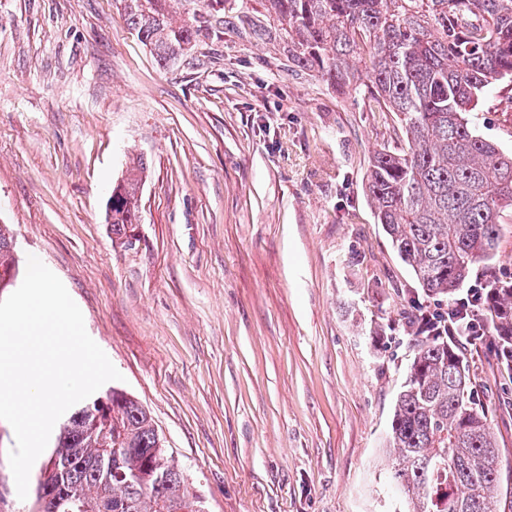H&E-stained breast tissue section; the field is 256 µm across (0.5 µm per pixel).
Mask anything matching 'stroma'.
<instances>
[{
	"label": "stroma",
	"instance_id": "1",
	"mask_svg": "<svg viewBox=\"0 0 512 512\" xmlns=\"http://www.w3.org/2000/svg\"><path fill=\"white\" fill-rule=\"evenodd\" d=\"M476 122L512 152V84ZM395 113L289 70L235 31L160 65L112 0H0V224L40 255L151 414L207 512H395L387 446L426 295L377 224L370 156ZM148 176L132 246L105 205L130 157ZM512 277V209L472 283ZM512 466V374L468 350ZM0 420V512L19 499Z\"/></svg>",
	"mask_w": 512,
	"mask_h": 512
}]
</instances>
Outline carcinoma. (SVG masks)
Instances as JSON below:
<instances>
[{"label": "carcinoma", "instance_id": "1", "mask_svg": "<svg viewBox=\"0 0 512 512\" xmlns=\"http://www.w3.org/2000/svg\"><path fill=\"white\" fill-rule=\"evenodd\" d=\"M255 1L260 8L249 6ZM114 0L164 65L224 35V11L248 41L286 43L288 67L332 87L369 95L394 112L406 147H382L368 162L366 193L392 248L422 290L456 302L474 268L493 259L500 213L512 208V153L469 118L489 87L512 83V0ZM181 16L179 24L172 14ZM148 171L129 161L112 186V241L133 244ZM19 271L14 238L0 224V270ZM482 336H436L410 313L415 355L388 434L390 477L405 512H512V492L477 403L464 351L483 343L512 371V280L493 279ZM111 406L84 402L59 428L50 463L60 488L37 512H197L201 497L169 459L148 411L109 391Z\"/></svg>", "mask_w": 512, "mask_h": 512}]
</instances>
